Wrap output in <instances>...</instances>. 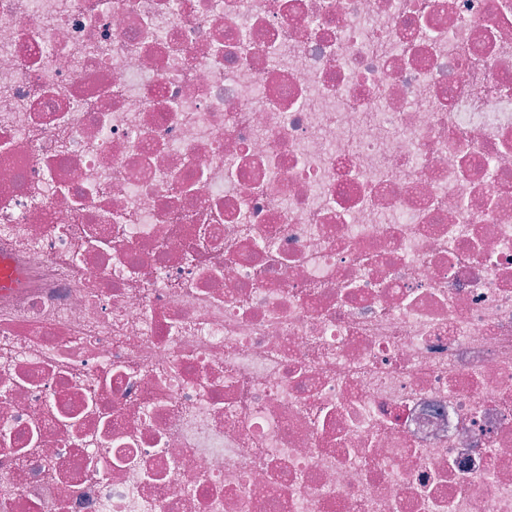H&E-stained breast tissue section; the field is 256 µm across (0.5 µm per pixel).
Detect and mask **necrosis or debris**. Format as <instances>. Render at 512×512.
I'll return each instance as SVG.
<instances>
[{
    "label": "necrosis or debris",
    "instance_id": "4bbe7bcc",
    "mask_svg": "<svg viewBox=\"0 0 512 512\" xmlns=\"http://www.w3.org/2000/svg\"><path fill=\"white\" fill-rule=\"evenodd\" d=\"M0 512H512V0H0Z\"/></svg>",
    "mask_w": 512,
    "mask_h": 512
}]
</instances>
